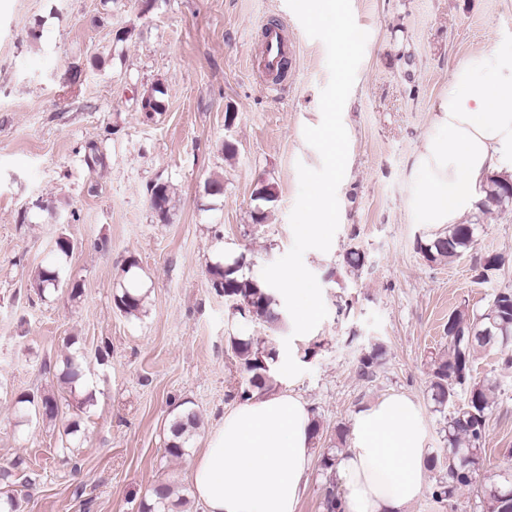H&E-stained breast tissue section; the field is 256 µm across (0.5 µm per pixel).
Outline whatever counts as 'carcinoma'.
<instances>
[{"label": "carcinoma", "mask_w": 512, "mask_h": 512, "mask_svg": "<svg viewBox=\"0 0 512 512\" xmlns=\"http://www.w3.org/2000/svg\"><path fill=\"white\" fill-rule=\"evenodd\" d=\"M150 190V205L163 220L167 214L169 185L157 182L150 186ZM483 191L487 201L501 208L512 204V193L498 180L490 181ZM474 244L475 225L455 224L432 240L418 241V250L427 261L442 263L455 260ZM73 248V243L61 237L56 239L54 260L36 268L32 275V286L40 294L52 295L68 284L65 260ZM243 265L242 257L231 264L216 262L208 265L212 287L239 304V311L252 315L273 331L281 329L284 319L271 289L259 279L238 276ZM135 266L136 263L132 261L124 269L126 283L121 294L115 298L116 307L127 315L138 313L142 307V296L130 277ZM68 285L70 296L74 299L79 297L80 284L72 282ZM454 324L457 331H448V352L431 360V397L438 412L453 403L459 389L467 391L468 398L446 417V448L443 449L446 478L438 481L431 492V497L439 503L452 501L462 488L471 486L475 480L488 417L493 409L491 395L496 383L489 378L474 377L471 358L479 348L501 354L512 351V292L497 293L477 316L470 317L461 311L456 313ZM231 346L242 364L243 381L237 390L240 399L246 401L255 391L272 388L275 380L273 366L278 357L276 346L267 343L259 347L250 340L240 338L231 339ZM384 354L383 345L372 346L359 360L360 375H372ZM84 363L85 357L81 354L65 355L61 381L72 388L78 386L84 375ZM16 408L24 416L34 415L46 422L56 420L60 414L59 400L50 392L24 393L17 398ZM198 426L199 418L193 410L182 409L175 414L170 423V439L164 448L165 455L173 459L187 455ZM509 484L512 485V480L505 476L503 480L483 487L486 512H512V497L505 496ZM173 493L170 484H155L148 496L141 500L139 512H169L174 506L171 500Z\"/></svg>", "instance_id": "carcinoma-1"}]
</instances>
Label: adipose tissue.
Returning a JSON list of instances; mask_svg holds the SVG:
<instances>
[{
  "label": "adipose tissue",
  "instance_id": "1",
  "mask_svg": "<svg viewBox=\"0 0 512 512\" xmlns=\"http://www.w3.org/2000/svg\"><path fill=\"white\" fill-rule=\"evenodd\" d=\"M416 223L439 231L476 211L490 178L512 173V49L491 45L454 69L412 159ZM313 415L292 391L224 415L192 466L205 512H298ZM417 404L393 393L360 410L336 470L342 512H404L426 491L430 450Z\"/></svg>",
  "mask_w": 512,
  "mask_h": 512
}]
</instances>
